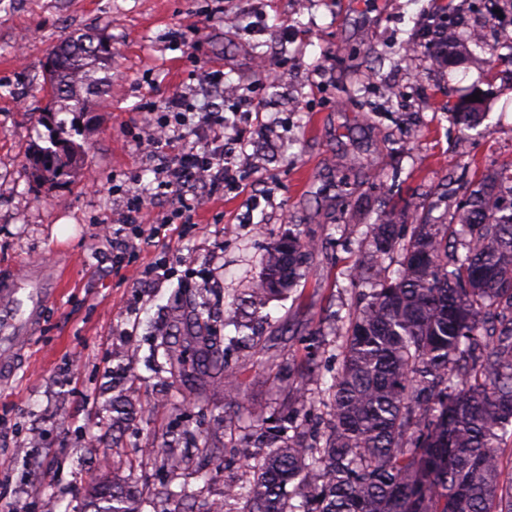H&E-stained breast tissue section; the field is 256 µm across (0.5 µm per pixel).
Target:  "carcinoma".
<instances>
[{
	"label": "carcinoma",
	"mask_w": 512,
	"mask_h": 512,
	"mask_svg": "<svg viewBox=\"0 0 512 512\" xmlns=\"http://www.w3.org/2000/svg\"><path fill=\"white\" fill-rule=\"evenodd\" d=\"M112 51L88 34L71 35L47 56L49 102L39 113L50 145L34 162L46 180L68 173L83 156L70 130L90 111L89 91L108 82ZM71 119H65V116ZM483 117L481 102L459 103L453 120L463 131ZM389 212L369 226L380 261L349 317L341 368L322 392L325 430L311 423V401L300 387L271 442L257 445L243 482L224 484L206 512H512V161L494 163L468 185L442 224L419 221L399 236ZM316 246L288 232L266 252L250 289L253 314L286 297L310 273ZM398 262L396 273L385 260ZM183 336L159 331L153 353L202 402L224 372V404L240 408L243 388L211 334L210 300L179 290ZM224 317L235 322L228 303ZM200 463L224 449L200 433H184ZM145 497L120 475L89 493L84 512H143Z\"/></svg>",
	"instance_id": "obj_1"
}]
</instances>
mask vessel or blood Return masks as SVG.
Wrapping results in <instances>:
<instances>
[{
  "label": "vessel or blood",
  "instance_id": "vessel-or-blood-1",
  "mask_svg": "<svg viewBox=\"0 0 512 512\" xmlns=\"http://www.w3.org/2000/svg\"><path fill=\"white\" fill-rule=\"evenodd\" d=\"M61 276L60 270L48 267L27 275L0 272V379L13 373Z\"/></svg>",
  "mask_w": 512,
  "mask_h": 512
}]
</instances>
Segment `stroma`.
Instances as JSON below:
<instances>
[{"label": "stroma", "mask_w": 512, "mask_h": 512, "mask_svg": "<svg viewBox=\"0 0 512 512\" xmlns=\"http://www.w3.org/2000/svg\"><path fill=\"white\" fill-rule=\"evenodd\" d=\"M440 3L0 0V178L8 180L0 190V266L67 262L35 337L0 386V512H39L50 496L60 512H83L86 488L115 472L142 487L144 512H167V487L219 493L254 450L253 417L279 416L302 383L310 334L327 341L306 385L316 392L332 384L340 362L333 340L359 294L352 273L371 262L368 225L390 210H455L464 182L512 160V70L463 35L449 65L406 52L425 41L427 28L459 18ZM176 28L186 44L169 42ZM75 31L109 41L112 69L75 137L82 164L51 183L31 162L48 144L36 122L48 102L44 63ZM204 68L223 70L227 87L252 91L248 102L225 97V113L260 107L245 125L241 184L113 267L97 253L96 235L121 218L116 190L138 171L153 178L141 148L142 107L184 93L195 107L212 104L199 80ZM402 84L411 93L400 102L389 90ZM474 92L485 117L461 156L452 111ZM297 226L316 240L311 276L269 303L257 343L229 344L235 329L223 323L225 303L247 298L268 247ZM157 265L165 276L138 284ZM178 288L210 292L224 358L243 383L241 409L225 408L223 380L204 406H186L180 378L153 372L152 330L173 325ZM129 338L139 350L132 364L119 356ZM137 398L150 404L147 419L113 423V403ZM184 430L224 445V471L194 476L199 461L177 437ZM144 448L165 449L181 470L141 456Z\"/></svg>", "instance_id": "obj_1"}]
</instances>
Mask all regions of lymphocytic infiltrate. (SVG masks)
Returning a JSON list of instances; mask_svg holds the SVG:
<instances>
[{
    "mask_svg": "<svg viewBox=\"0 0 512 512\" xmlns=\"http://www.w3.org/2000/svg\"><path fill=\"white\" fill-rule=\"evenodd\" d=\"M188 106L187 98L181 96L160 105H146L147 111L162 114L155 123L150 162L157 187L170 200L172 209L165 216L151 218L145 197L130 191L121 224L101 241L102 247L111 251L113 265H121L128 251L135 247V231L142 225L151 222L159 227L190 219L202 201L240 181L239 170L224 154V131L232 121L225 116L223 107H209L193 123L186 115ZM203 131L210 134L204 149L187 146V139Z\"/></svg>",
    "mask_w": 512,
    "mask_h": 512,
    "instance_id": "lymphocytic-infiltrate-1",
    "label": "lymphocytic infiltrate"
}]
</instances>
